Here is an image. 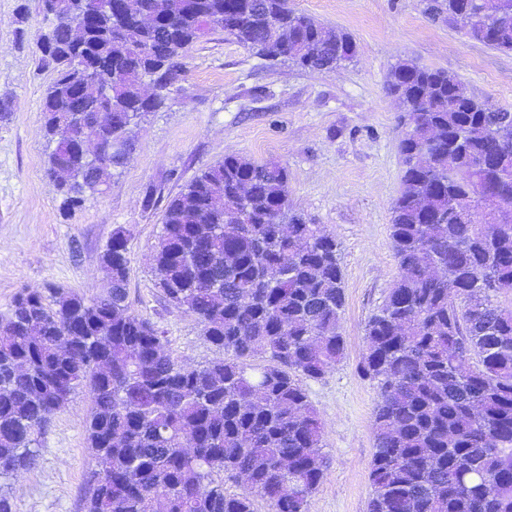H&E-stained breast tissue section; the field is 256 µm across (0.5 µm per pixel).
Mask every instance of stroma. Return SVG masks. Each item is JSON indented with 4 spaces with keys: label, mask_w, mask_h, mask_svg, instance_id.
Segmentation results:
<instances>
[{
    "label": "stroma",
    "mask_w": 512,
    "mask_h": 512,
    "mask_svg": "<svg viewBox=\"0 0 512 512\" xmlns=\"http://www.w3.org/2000/svg\"><path fill=\"white\" fill-rule=\"evenodd\" d=\"M427 0H290L291 7L356 42L351 63L305 71L261 60L217 31L192 46L164 104L132 126L105 194L68 210L46 175L39 131L54 74L39 63L47 28L40 0H0V311L23 290L55 286L91 297L116 230L128 239V301L163 330L174 356L201 366L215 355L197 320L155 286L152 254L169 197L225 153L288 169V205L338 242L344 272V356L306 389L324 426L327 469L307 512H366L378 391L359 364L364 325L397 274L389 235L401 187L398 106L385 86L408 58L456 76L476 99L512 109V52L433 19ZM24 38H17V30ZM86 393L73 396L40 438L36 463L9 481L16 512H80L89 452Z\"/></svg>",
    "instance_id": "obj_1"
}]
</instances>
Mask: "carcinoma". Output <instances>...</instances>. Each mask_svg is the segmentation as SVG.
<instances>
[{"label":"carcinoma","instance_id":"carcinoma-1","mask_svg":"<svg viewBox=\"0 0 512 512\" xmlns=\"http://www.w3.org/2000/svg\"><path fill=\"white\" fill-rule=\"evenodd\" d=\"M40 45L54 72L40 133L47 175L74 207L111 185L115 162L86 161L76 139L97 112L106 142L155 111L182 60L220 29L265 61L338 68L352 37L288 0H112L93 13L57 0ZM428 0L436 16L471 13L466 34L512 51V0ZM154 85L146 96L142 85ZM402 186L390 239L399 275L364 326L362 374L379 389L367 512H512V111L470 96L445 71L391 66ZM478 216L482 224L473 222ZM105 288L22 291L0 312V480L34 465L51 417L78 391L91 398L82 512H307L327 468L324 430L304 382L341 361L340 247L288 208V171L224 155L167 203L153 254L157 287L196 318L221 356L173 357L165 332L130 310L127 239L100 259ZM245 475L248 488L226 481Z\"/></svg>","mask_w":512,"mask_h":512}]
</instances>
